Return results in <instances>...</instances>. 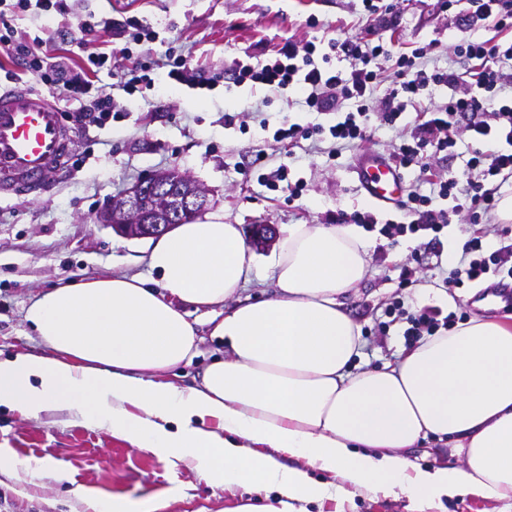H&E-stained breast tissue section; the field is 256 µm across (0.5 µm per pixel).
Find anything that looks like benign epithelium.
<instances>
[{"label":"benign epithelium","mask_w":512,"mask_h":512,"mask_svg":"<svg viewBox=\"0 0 512 512\" xmlns=\"http://www.w3.org/2000/svg\"><path fill=\"white\" fill-rule=\"evenodd\" d=\"M174 188L155 172L134 183L105 207L100 220L130 238L157 237L170 228L168 224H150L145 221V208L152 205L157 212L171 221L174 214L166 209V203L173 199ZM208 202L206 190L195 184L194 194L184 198L188 212H199Z\"/></svg>","instance_id":"7a95c632"}]
</instances>
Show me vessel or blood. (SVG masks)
I'll return each mask as SVG.
<instances>
[{
    "label": "vessel or blood",
    "instance_id": "obj_1",
    "mask_svg": "<svg viewBox=\"0 0 512 512\" xmlns=\"http://www.w3.org/2000/svg\"><path fill=\"white\" fill-rule=\"evenodd\" d=\"M69 139L59 109L29 88L0 92V195L46 192L45 178L62 171ZM360 188L383 208L397 206L405 179L388 156L369 152L354 168Z\"/></svg>",
    "mask_w": 512,
    "mask_h": 512
}]
</instances>
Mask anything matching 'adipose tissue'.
Segmentation results:
<instances>
[{"label":"adipose tissue","instance_id":"ef3b65f1","mask_svg":"<svg viewBox=\"0 0 512 512\" xmlns=\"http://www.w3.org/2000/svg\"><path fill=\"white\" fill-rule=\"evenodd\" d=\"M369 249L353 224L285 225L267 260L275 291L250 302L239 294L258 263L240 225H177L147 250L151 278L61 281L30 298L24 320L45 351L0 358V408L62 410L210 484L275 495L228 512H304L353 490L406 495L412 512L512 498V322L474 317L356 368L360 328L343 298ZM190 306L222 308L211 336L225 353L183 387L173 377L199 342ZM430 439L449 460L410 461Z\"/></svg>","mask_w":512,"mask_h":512}]
</instances>
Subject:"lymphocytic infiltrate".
I'll use <instances>...</instances> for the list:
<instances>
[{
  "label": "lymphocytic infiltrate",
  "mask_w": 512,
  "mask_h": 512,
  "mask_svg": "<svg viewBox=\"0 0 512 512\" xmlns=\"http://www.w3.org/2000/svg\"><path fill=\"white\" fill-rule=\"evenodd\" d=\"M469 17L492 20L498 40L468 39L455 45L454 52L465 57L467 72L454 69H428L426 48L395 51L372 28L364 34L329 39L326 46L316 41L285 39L273 59L252 65L233 61L227 72L234 83L252 82L269 91L285 95L303 93L309 111L336 113L334 125L297 123L279 127L275 142L296 147L300 141L329 134L338 146L361 145L368 141L372 121L398 129L400 142L392 152L399 167L414 168L419 179L429 184V193L409 192L398 208L403 222H378L368 211L337 212L339 224H359L369 231L398 243L400 238L427 240L428 252L441 256L440 236L453 220H470L476 230L463 246L461 258L445 278L448 289L478 285L489 276L512 279V244L484 253L486 229L480 220L495 211L502 186L512 179V97H501L504 87L512 86V0H468ZM11 21L0 10V47L21 60L27 74L46 86L60 91L76 103L66 110L64 119L83 134L104 128L120 107L114 102L99 73L108 60L103 50L88 51L94 37L116 35L139 43L151 40L152 32L134 16L103 17L94 23L81 22L67 27L64 40L84 49L77 62L63 56H51L41 50V40H27L9 34ZM350 60L349 70L332 67V58ZM390 67L391 80L379 101L370 94L380 83L383 67ZM449 90L446 101L417 113L414 121L403 122L408 106L419 103L432 88ZM462 150L466 158L467 179L455 176L434 177L430 158L440 153ZM393 319H405L407 341L417 342L434 335L440 328L441 311L423 307L407 312L403 300L385 309Z\"/></svg>",
  "instance_id": "obj_1"
}]
</instances>
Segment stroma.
<instances>
[{
	"label": "stroma",
	"instance_id": "obj_1",
	"mask_svg": "<svg viewBox=\"0 0 512 512\" xmlns=\"http://www.w3.org/2000/svg\"><path fill=\"white\" fill-rule=\"evenodd\" d=\"M397 24L380 29L395 47L428 46V67L459 68L455 43L471 37H495L491 22L461 25L452 14L439 13L435 0H400ZM134 15L153 28L156 37L139 45L110 43L112 59L125 65V50L144 62L161 61L168 48L188 56L192 65L218 76L210 90L139 87L127 94L113 81L112 96L127 111L92 136L72 132L67 173L51 175L48 192L22 201L0 198V355L23 350L41 352L36 336L23 321V308L34 291L58 279L112 273L145 274L148 245L102 224L99 214L113 197L154 171L176 168L208 192L201 217L241 225L246 243L259 257L271 246L255 245L256 225L324 224L331 212L375 211L359 187L354 163L361 149L392 153L396 130L373 126L363 148L335 149L330 137L301 141L285 155L273 140L283 121L306 125L334 124L332 114L307 111L301 95L284 98L260 85H240L225 78L233 59L247 64L271 58L288 37L328 40L354 33L367 17L361 0H73L68 17H17L15 25L43 39L49 54H70L60 32L65 22L102 14ZM233 125H225V114ZM268 155L267 171L287 164L290 180H303L298 199L261 186L241 172L252 152ZM371 262L359 287L344 299L345 309L359 324L362 336L359 366L371 368L396 361L408 343L404 324L379 335L385 308L396 300L400 265L417 247L414 239L389 245L368 233ZM0 462L14 466L15 476L0 475V512H73L74 489L87 495L121 499L135 505L148 501L158 512H226L244 492H228L207 484L184 464L169 460L59 414L26 419L0 412ZM306 512H410L407 498L355 493L345 501L312 502Z\"/></svg>",
	"mask_w": 512,
	"mask_h": 512
}]
</instances>
